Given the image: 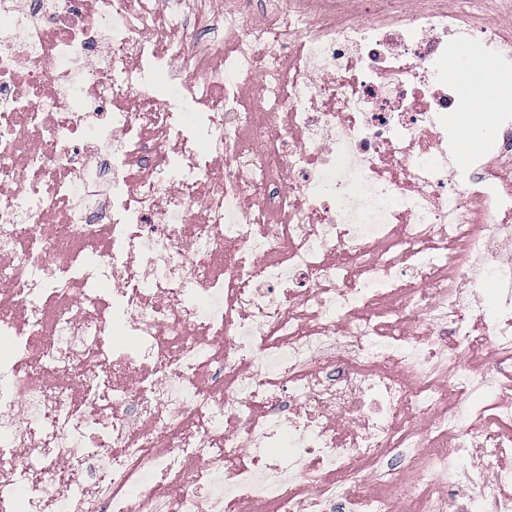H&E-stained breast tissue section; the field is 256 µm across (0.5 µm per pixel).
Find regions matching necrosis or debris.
I'll list each match as a JSON object with an SVG mask.
<instances>
[{
  "label": "necrosis or debris",
  "instance_id": "obj_1",
  "mask_svg": "<svg viewBox=\"0 0 512 512\" xmlns=\"http://www.w3.org/2000/svg\"><path fill=\"white\" fill-rule=\"evenodd\" d=\"M492 9L0 0V512H512V111L462 150L437 69Z\"/></svg>",
  "mask_w": 512,
  "mask_h": 512
}]
</instances>
